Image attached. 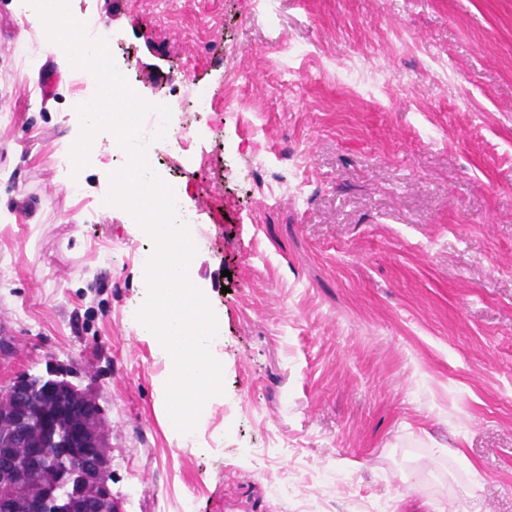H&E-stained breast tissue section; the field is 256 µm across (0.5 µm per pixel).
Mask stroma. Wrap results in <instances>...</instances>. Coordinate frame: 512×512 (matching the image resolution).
<instances>
[{
  "label": "stroma",
  "mask_w": 512,
  "mask_h": 512,
  "mask_svg": "<svg viewBox=\"0 0 512 512\" xmlns=\"http://www.w3.org/2000/svg\"><path fill=\"white\" fill-rule=\"evenodd\" d=\"M119 32L150 98L200 80L160 176L197 212L223 392L195 440L165 417L103 130L71 193L74 70L0 0V387L56 374L112 428L121 512H512V0H71ZM296 477L299 489L277 497Z\"/></svg>",
  "instance_id": "stroma-1"
}]
</instances>
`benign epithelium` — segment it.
I'll list each match as a JSON object with an SVG mask.
<instances>
[{"mask_svg": "<svg viewBox=\"0 0 512 512\" xmlns=\"http://www.w3.org/2000/svg\"><path fill=\"white\" fill-rule=\"evenodd\" d=\"M0 482L11 491L0 493V512H119L108 475L112 459L100 406L88 392L57 380L32 388L17 381L0 389ZM47 448L57 450L63 496L35 480Z\"/></svg>", "mask_w": 512, "mask_h": 512, "instance_id": "7a95c632", "label": "benign epithelium"}]
</instances>
